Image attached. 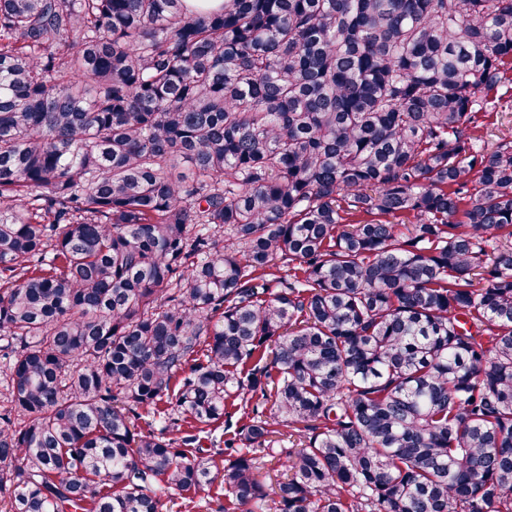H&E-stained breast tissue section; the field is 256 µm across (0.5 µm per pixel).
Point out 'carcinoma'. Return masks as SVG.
I'll list each match as a JSON object with an SVG mask.
<instances>
[{
	"instance_id": "obj_1",
	"label": "carcinoma",
	"mask_w": 512,
	"mask_h": 512,
	"mask_svg": "<svg viewBox=\"0 0 512 512\" xmlns=\"http://www.w3.org/2000/svg\"><path fill=\"white\" fill-rule=\"evenodd\" d=\"M506 84L512 0H0L8 512H512ZM496 96H501L496 111L480 110L476 114V123L471 124L467 133L482 135L490 143L512 142V88L511 85L499 89ZM476 126V127H475ZM240 400L235 401V406L228 407L229 414L224 415V421L223 424H221V427L213 433V439H216L214 441V444L210 442L211 437L209 439L205 438L207 434L201 433V439L200 444H202V447L204 451H208V454H212L215 456L217 463L220 467L224 465V457L223 455L218 454V452H222L221 450L224 449V438L230 437L231 434L235 431V429L241 424V413L242 411L238 410V407L240 405ZM239 404V405H237ZM227 431L226 437H224V432ZM167 512H224V487L220 481L204 489L172 491Z\"/></svg>"
}]
</instances>
